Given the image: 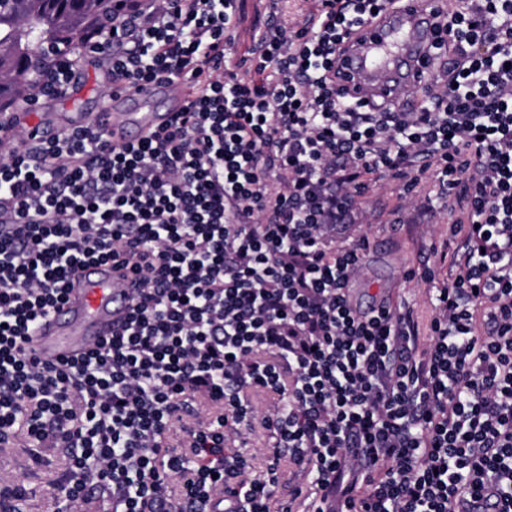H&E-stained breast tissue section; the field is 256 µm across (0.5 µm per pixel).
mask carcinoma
I'll return each mask as SVG.
<instances>
[{"label":"carcinoma","mask_w":512,"mask_h":512,"mask_svg":"<svg viewBox=\"0 0 512 512\" xmlns=\"http://www.w3.org/2000/svg\"><path fill=\"white\" fill-rule=\"evenodd\" d=\"M112 13V0H78L67 7L53 0H0V107L31 85L26 63L44 41H74L96 18Z\"/></svg>","instance_id":"cac0c4a2"}]
</instances>
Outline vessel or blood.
I'll return each mask as SVG.
<instances>
[{
  "mask_svg": "<svg viewBox=\"0 0 512 512\" xmlns=\"http://www.w3.org/2000/svg\"><path fill=\"white\" fill-rule=\"evenodd\" d=\"M443 0H405L372 20L344 45L337 67L340 84L350 98L383 101L402 110L414 107V96L429 80L424 65L437 38ZM173 87L151 83L112 94V109L87 116V123L110 130L116 145L139 142L167 124L170 113L157 111ZM134 275L117 283L111 265L87 264L79 269L67 302L51 311L31 332L29 346L45 360L71 356L110 335L127 314Z\"/></svg>",
  "mask_w": 512,
  "mask_h": 512,
  "instance_id": "vessel-or-blood-1",
  "label": "vessel or blood"
}]
</instances>
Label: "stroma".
Returning a JSON list of instances; mask_svg holds the SVG:
<instances>
[{
  "label": "stroma",
  "instance_id": "obj_1",
  "mask_svg": "<svg viewBox=\"0 0 512 512\" xmlns=\"http://www.w3.org/2000/svg\"><path fill=\"white\" fill-rule=\"evenodd\" d=\"M112 90L99 60L86 58L76 73L70 95L50 104H34V119H51L61 125L109 106ZM366 217L361 230L370 247L353 278L350 288L355 304L366 308L379 301L413 307L426 315L424 285L407 281V272L417 267L421 252L430 245L443 244L448 238V213L411 206L401 198L391 180L379 179L364 203ZM58 465L36 463L30 449L18 448L0 458V482L18 480L27 488L25 500L19 501L20 512H51L49 481L57 475Z\"/></svg>",
  "mask_w": 512,
  "mask_h": 512
}]
</instances>
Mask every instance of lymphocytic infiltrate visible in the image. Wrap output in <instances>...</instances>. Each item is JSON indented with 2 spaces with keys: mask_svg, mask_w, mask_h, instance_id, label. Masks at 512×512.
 <instances>
[{
  "mask_svg": "<svg viewBox=\"0 0 512 512\" xmlns=\"http://www.w3.org/2000/svg\"><path fill=\"white\" fill-rule=\"evenodd\" d=\"M399 0H313L304 25L246 0H112L50 54L28 103L82 58L111 85L184 81L136 144L84 124L17 135L0 113V456L58 461V512H512V0H455L411 112L346 98L344 39ZM246 56H228L242 23ZM388 173L438 182L462 243L431 315L349 284L366 236L336 228ZM135 274L111 336L54 362L27 347L77 270ZM261 435L253 474L233 439Z\"/></svg>",
  "mask_w": 512,
  "mask_h": 512,
  "instance_id": "1",
  "label": "lymphocytic infiltrate"
}]
</instances>
